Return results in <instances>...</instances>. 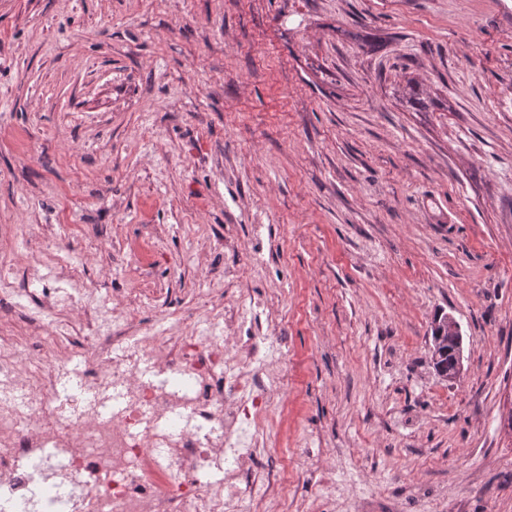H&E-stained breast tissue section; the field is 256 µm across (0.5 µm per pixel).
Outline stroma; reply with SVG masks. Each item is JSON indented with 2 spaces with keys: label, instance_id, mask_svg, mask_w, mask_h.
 <instances>
[{
  "label": "stroma",
  "instance_id": "35a3bbf8",
  "mask_svg": "<svg viewBox=\"0 0 512 512\" xmlns=\"http://www.w3.org/2000/svg\"><path fill=\"white\" fill-rule=\"evenodd\" d=\"M0 251L18 334L73 269L183 334L272 318L263 512H512V0H0Z\"/></svg>",
  "mask_w": 512,
  "mask_h": 512
}]
</instances>
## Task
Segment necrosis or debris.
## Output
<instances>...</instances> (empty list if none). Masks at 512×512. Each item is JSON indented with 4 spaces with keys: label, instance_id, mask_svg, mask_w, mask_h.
Listing matches in <instances>:
<instances>
[{
    "label": "necrosis or debris",
    "instance_id": "obj_1",
    "mask_svg": "<svg viewBox=\"0 0 512 512\" xmlns=\"http://www.w3.org/2000/svg\"><path fill=\"white\" fill-rule=\"evenodd\" d=\"M89 296L76 281L68 313L36 335L0 333V498L14 512H248L267 494L276 463L268 414L287 369L277 337L259 315L237 321L236 350L222 336H165L143 330L125 347L135 320L120 308L121 331L95 339L84 358L86 390L111 392L117 411L60 399L61 352L77 325L71 313ZM151 365L154 378L142 376ZM68 463L44 489L39 460L47 446Z\"/></svg>",
    "mask_w": 512,
    "mask_h": 512
}]
</instances>
